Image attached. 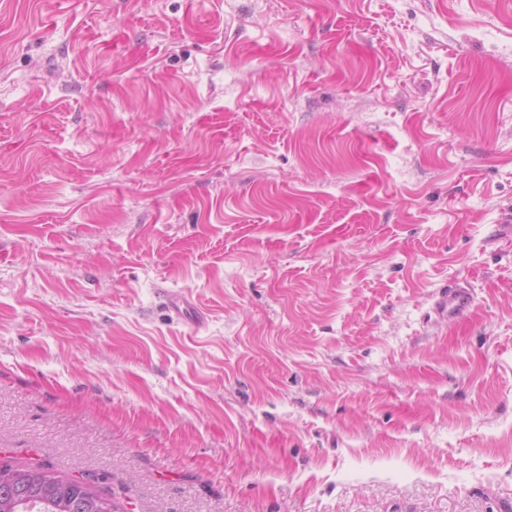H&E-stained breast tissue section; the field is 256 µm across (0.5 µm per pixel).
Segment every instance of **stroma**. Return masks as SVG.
<instances>
[{"mask_svg":"<svg viewBox=\"0 0 512 512\" xmlns=\"http://www.w3.org/2000/svg\"><path fill=\"white\" fill-rule=\"evenodd\" d=\"M0 448L512 512V0H0ZM473 306V299L466 288H448V293L437 303V310L448 315L461 316L468 313Z\"/></svg>","mask_w":512,"mask_h":512,"instance_id":"1","label":"stroma"}]
</instances>
